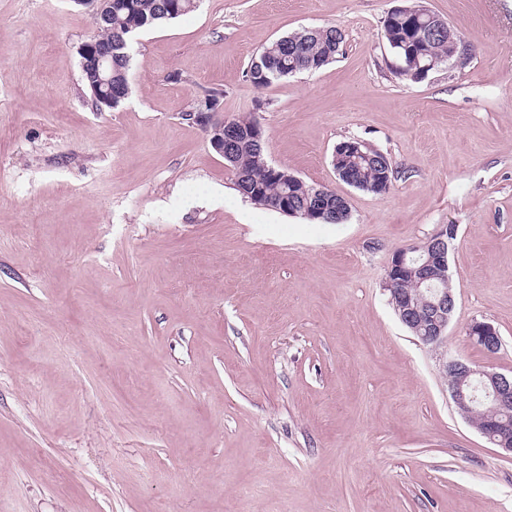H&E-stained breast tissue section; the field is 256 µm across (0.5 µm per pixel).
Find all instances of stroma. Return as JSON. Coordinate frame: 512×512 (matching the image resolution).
Here are the masks:
<instances>
[{
  "label": "stroma",
  "mask_w": 512,
  "mask_h": 512,
  "mask_svg": "<svg viewBox=\"0 0 512 512\" xmlns=\"http://www.w3.org/2000/svg\"><path fill=\"white\" fill-rule=\"evenodd\" d=\"M424 3L475 45L465 67L398 76L397 0H202L134 37L129 93L99 111L86 9L0 0V512H512V458L440 369L512 373V0ZM323 26L334 62L249 81L262 47ZM213 89L348 219L243 198L181 117ZM348 138L387 156L389 192L338 178ZM443 224L456 307L434 350L385 277ZM469 338L489 355L496 354L502 347V339L496 328L488 322L473 320L466 327Z\"/></svg>",
  "instance_id": "1"
}]
</instances>
